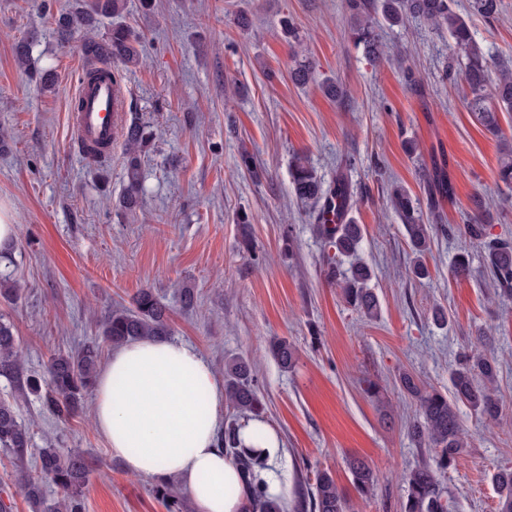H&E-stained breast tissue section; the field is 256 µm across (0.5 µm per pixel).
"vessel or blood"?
<instances>
[{
	"label": "vessel or blood",
	"instance_id": "vessel-or-blood-1",
	"mask_svg": "<svg viewBox=\"0 0 512 512\" xmlns=\"http://www.w3.org/2000/svg\"><path fill=\"white\" fill-rule=\"evenodd\" d=\"M79 108L71 115L77 142L91 145L111 143L123 119V95L110 79L89 82L81 79L76 91Z\"/></svg>",
	"mask_w": 512,
	"mask_h": 512
}]
</instances>
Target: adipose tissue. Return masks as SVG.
Listing matches in <instances>:
<instances>
[{
  "label": "adipose tissue",
  "mask_w": 512,
  "mask_h": 512,
  "mask_svg": "<svg viewBox=\"0 0 512 512\" xmlns=\"http://www.w3.org/2000/svg\"><path fill=\"white\" fill-rule=\"evenodd\" d=\"M223 403L222 384L194 347L135 340L100 371L94 419L129 474L178 481L198 512H255L235 456L216 442Z\"/></svg>",
  "instance_id": "1"
}]
</instances>
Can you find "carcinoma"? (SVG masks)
Segmentation results:
<instances>
[{
    "mask_svg": "<svg viewBox=\"0 0 512 512\" xmlns=\"http://www.w3.org/2000/svg\"><path fill=\"white\" fill-rule=\"evenodd\" d=\"M124 0H75L72 10L56 20L57 34L67 43L75 33H92L102 19L112 20L111 28L101 39L88 38L84 51L96 49L101 69L89 74L91 79L110 75L111 63L134 66L140 59L139 38L118 21L123 13ZM469 8L488 19L499 14V0H470ZM355 43L362 48L372 63L384 55L379 27L386 23L401 25L409 17L417 18L437 30L448 31L454 50L462 61V103L471 112L484 131L500 137L502 128L499 113L512 112V61L493 62L475 39L466 18L455 9L454 0H346ZM293 84L305 86L313 79V63L306 55L295 59L290 69ZM152 132L142 121L124 122L118 133L124 144V164L128 183L118 209L127 214L135 211L141 201L142 152ZM295 196L312 204V214L328 247L334 250L329 257L327 277L342 289L345 302L361 317L371 321L379 315V300L369 282L372 269L358 259L363 240L361 225L348 219L336 223L341 214H348L353 198L350 184L344 178L324 185L321 176L298 156L291 169ZM498 181L512 186V152L500 159ZM387 202L406 229L415 254L411 275L428 277V269L421 257L430 250L431 225L414 206L407 189L394 182L387 188ZM482 198L474 200L472 223L464 225V233L482 245L486 272L493 285L502 294L512 295V244L488 238L487 226L481 223ZM351 259L343 268L342 258ZM19 283L8 273L0 272V297L13 300L18 297ZM169 335L168 309L150 288H142L132 307H117L105 316L100 330L102 342L86 343L77 352L58 353L47 364L44 375H29L25 387L32 393L43 394L44 404L53 416L67 420L79 410L86 393L95 386L101 360V343L114 347L145 337L163 338ZM271 352L279 365L288 370L295 365V351L285 339L272 344ZM20 371L17 337L11 324L0 322V374L14 375ZM498 366L495 358L472 356L451 373L453 399L435 389H427L414 375L400 376L401 391L416 400L418 417L408 427L413 442L428 449L429 458L403 475L407 484L402 512H449L446 492L438 473L447 470L466 448L461 432L457 404L468 405L476 414L495 420L500 413L493 385ZM224 397L236 412H245L255 418L262 416L264 402L254 383L250 363L240 358L224 362ZM242 427L232 423L224 429L221 445L237 457L244 475L255 478V469L264 466L259 451L244 449L240 437ZM29 429L18 420L14 403L0 399V451L16 460L23 459L30 448ZM348 468L356 491L367 496L372 493L376 478L372 468L362 459L352 457ZM91 467L88 460L74 452L60 448H43L37 460V472L21 484L32 512H85L84 489ZM60 490V498L50 503L43 494L44 482ZM498 494V512H512V469H503L493 476ZM253 497L259 512H282V499L268 492L262 481L252 483ZM310 504L314 512H349L344 494L336 480L327 471L315 474L310 487Z\"/></svg>",
    "mask_w": 512,
    "mask_h": 512,
    "instance_id": "1",
    "label": "carcinoma"
}]
</instances>
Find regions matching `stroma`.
Returning <instances> with one entry per match:
<instances>
[{
    "label": "stroma",
    "instance_id": "1",
    "mask_svg": "<svg viewBox=\"0 0 512 512\" xmlns=\"http://www.w3.org/2000/svg\"><path fill=\"white\" fill-rule=\"evenodd\" d=\"M73 0H0V212L17 224L12 276L18 298H0L21 349V373L44 371L49 357L76 351L98 333L116 306H131L153 289L169 308L170 338L194 347L216 376L232 356L248 360L266 401L264 420L279 435L278 472L286 473L288 512L321 469L331 470L354 512H401L404 471L423 457L407 435L415 402L399 392L408 372L451 392L461 354L497 357V421L465 404L457 411L468 444L442 473L450 512H497L492 482L512 468V296L495 292L480 250L471 274L451 273L469 245L460 229L483 197L491 237L512 243V189L498 185L501 149L512 146V113L500 116L502 140L484 134L446 77L454 54L446 33L417 19L380 31L384 58L370 64L350 35L344 0H127L123 21L139 35L137 66L113 64L127 116L153 130L144 158V203L118 213L126 183L123 144L115 142L104 171L88 168L77 150L69 111L85 58L83 34L61 43L55 19ZM497 20L472 18L486 51L512 57V0ZM250 26L241 29L238 15ZM296 23L317 79L295 86L294 52L281 21ZM30 45L28 67L16 59ZM52 70L45 89L29 70ZM331 78L348 91L323 95ZM419 147L416 158L405 141ZM249 153L261 179L241 168ZM306 156L325 182L346 177L352 217L365 228L360 255L373 270L380 301L376 321L346 306L324 276L328 253L314 220L297 200L289 167ZM444 170L452 197L431 201L426 172ZM402 184L421 210L437 205L426 257L429 278L409 273L413 255L385 188ZM248 224H239L240 214ZM250 234L252 251L240 249ZM193 289L183 309L182 289ZM448 320L437 324L436 309ZM287 339L296 352L282 369L269 347ZM383 388L381 400L364 391ZM0 398L17 399L31 434L24 461L0 454V500L7 512H31L21 489L39 449L84 453L94 465L86 512H175L153 492L154 480L123 470L94 422L93 394L79 412L57 421L16 379L0 376ZM364 459L378 478L366 498L355 491L349 458Z\"/></svg>",
    "mask_w": 512,
    "mask_h": 512
}]
</instances>
